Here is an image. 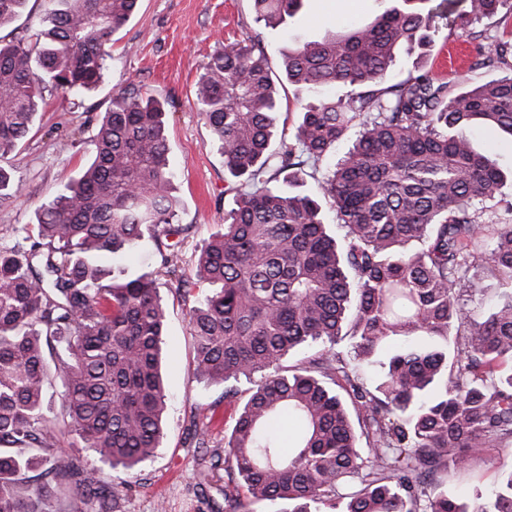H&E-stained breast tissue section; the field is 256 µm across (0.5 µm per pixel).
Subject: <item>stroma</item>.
<instances>
[{"mask_svg": "<svg viewBox=\"0 0 512 512\" xmlns=\"http://www.w3.org/2000/svg\"><path fill=\"white\" fill-rule=\"evenodd\" d=\"M432 2L433 45L423 58L400 52L388 83L414 74L420 61L434 76L454 81V74L442 70L440 63L461 41L460 16L469 0H451L447 7L441 0ZM387 6V0H305L299 14L271 29L257 22L252 0H141L136 16L115 35L103 83L78 97L49 96L24 142L0 160L21 180L19 195L0 202V246L11 245L16 229L34 223L39 207L77 174L113 94L133 88L168 102L169 160L181 203L177 221L185 228L175 263L178 272L192 275L202 245L221 230L225 212L234 205L224 159L196 109V84L211 55L258 35L276 69L281 50L295 41L368 23ZM474 146L503 172L502 197L512 202V138L482 128L474 135ZM164 298L168 414L160 448L131 472L104 464L85 448L76 454L116 502L117 512H224V430L232 423L233 408L224 402L223 386L195 378L188 303L171 292ZM511 469L512 442H507L484 449L468 472L442 475L440 489L472 504Z\"/></svg>", "mask_w": 512, "mask_h": 512, "instance_id": "obj_1", "label": "stroma"}]
</instances>
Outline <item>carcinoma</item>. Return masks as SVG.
Returning a JSON list of instances; mask_svg holds the SVG:
<instances>
[{
    "label": "carcinoma",
    "instance_id": "carcinoma-1",
    "mask_svg": "<svg viewBox=\"0 0 512 512\" xmlns=\"http://www.w3.org/2000/svg\"><path fill=\"white\" fill-rule=\"evenodd\" d=\"M28 0H0V27ZM400 0L370 23L296 42L273 79L260 39L216 51L196 104L234 182L235 207L202 246L192 276L159 252L168 286L191 303L195 375L254 381L224 433V503L280 512H512V469L478 506L437 491L491 444L512 441V204L504 176L473 148V131L512 136V74L461 88L420 71L388 85L402 47L430 42L433 12ZM140 0H43L30 39H0V157L34 126L47 90L98 86L113 35ZM303 0H253L267 27ZM512 17V0H470L468 17ZM468 69L506 64L512 38L468 30ZM308 102L276 136L282 81ZM367 86L346 100L325 89ZM166 101L128 89L90 140V159L0 249V512H57L69 491L112 512L69 434L112 468L135 470L164 438L166 306L153 271L108 279L147 234L179 235ZM352 146L315 189L305 166ZM20 180L0 167V200ZM335 212L343 234L324 223ZM497 290L486 311L463 302ZM317 351L296 366V351ZM63 391L47 414L48 358ZM379 366L373 388L361 370ZM345 394H340L336 388ZM299 425L294 437L278 424Z\"/></svg>",
    "mask_w": 512,
    "mask_h": 512
}]
</instances>
